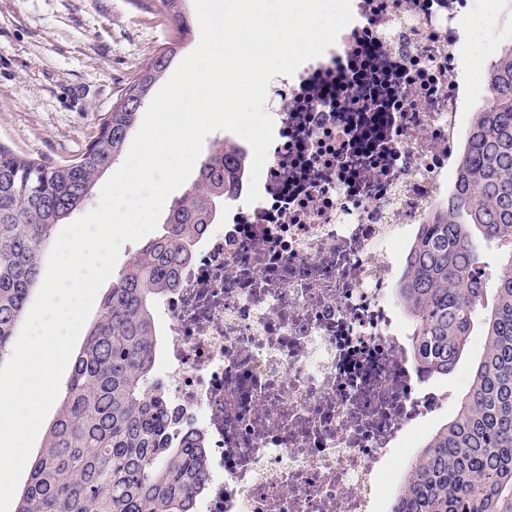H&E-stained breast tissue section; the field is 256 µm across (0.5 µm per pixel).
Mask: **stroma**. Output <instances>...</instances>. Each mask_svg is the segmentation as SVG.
<instances>
[{
  "mask_svg": "<svg viewBox=\"0 0 512 512\" xmlns=\"http://www.w3.org/2000/svg\"><path fill=\"white\" fill-rule=\"evenodd\" d=\"M177 30L162 0H0V143L63 164Z\"/></svg>",
  "mask_w": 512,
  "mask_h": 512,
  "instance_id": "stroma-1",
  "label": "stroma"
}]
</instances>
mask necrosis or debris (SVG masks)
Returning <instances> with one entry per match:
<instances>
[{"label": "necrosis or debris", "mask_w": 512, "mask_h": 512, "mask_svg": "<svg viewBox=\"0 0 512 512\" xmlns=\"http://www.w3.org/2000/svg\"><path fill=\"white\" fill-rule=\"evenodd\" d=\"M352 5L334 45L269 85L260 200L225 204L159 303L169 434L207 450L195 512H386L398 449L458 402L420 375L393 296L488 57L457 35L468 0Z\"/></svg>", "instance_id": "necrosis-or-debris-1"}]
</instances>
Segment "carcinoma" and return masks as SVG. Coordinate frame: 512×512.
<instances>
[{
  "instance_id": "obj_1",
  "label": "carcinoma",
  "mask_w": 512,
  "mask_h": 512,
  "mask_svg": "<svg viewBox=\"0 0 512 512\" xmlns=\"http://www.w3.org/2000/svg\"><path fill=\"white\" fill-rule=\"evenodd\" d=\"M178 2L163 0L179 38L148 59L80 156L50 165L0 143V360L12 353L55 227L92 200L189 34ZM246 168L245 151L215 142L159 233L112 275L16 512H193L206 449L192 436L168 440L156 311L195 237L237 196ZM482 240L508 247L491 300ZM395 300L427 378L460 367L477 324L484 345L452 418L411 460L392 512H512V40L490 61L457 181L419 225Z\"/></svg>"
}]
</instances>
